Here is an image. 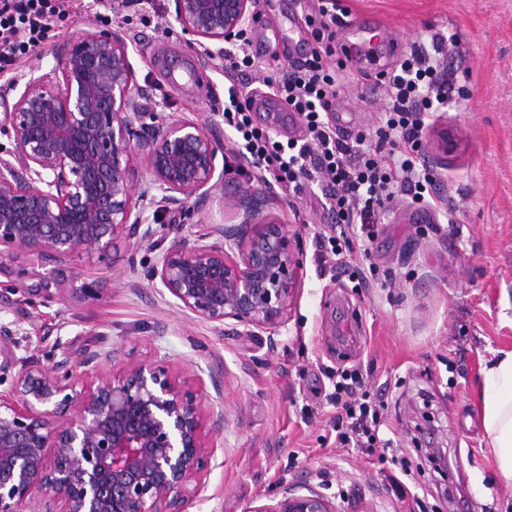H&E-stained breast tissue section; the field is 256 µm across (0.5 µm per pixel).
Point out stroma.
<instances>
[{
  "label": "stroma",
  "mask_w": 512,
  "mask_h": 512,
  "mask_svg": "<svg viewBox=\"0 0 512 512\" xmlns=\"http://www.w3.org/2000/svg\"><path fill=\"white\" fill-rule=\"evenodd\" d=\"M348 22L372 17L404 51L453 35L454 96L427 120L430 204L403 200L381 214L372 275L321 272L315 238L334 218L315 184L293 194L265 184L224 128V72L192 46L174 0H148L152 22L125 24L126 0L101 11L74 8L37 54L0 72V126L24 75L52 69L85 31L126 42L140 103L159 119L198 123L214 139L224 190L186 213L152 205L149 241L118 240L107 252L56 261L0 256V362L13 370L62 358L103 356L202 381L217 417V445L188 512H251L284 495L314 492L334 512H512V486L496 473L482 428L484 367L512 350V0H339ZM374 68L338 98L353 132L372 129L384 106ZM448 149H441L442 139ZM245 186L286 225L301 286L282 324L257 334L236 321L207 322L179 307L152 269L173 241H218L215 225L240 224L232 191ZM359 370L383 398L382 439L373 452L336 445L331 373ZM405 498L391 490V477Z\"/></svg>",
  "instance_id": "1"
}]
</instances>
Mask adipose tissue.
I'll return each mask as SVG.
<instances>
[{"mask_svg": "<svg viewBox=\"0 0 512 512\" xmlns=\"http://www.w3.org/2000/svg\"><path fill=\"white\" fill-rule=\"evenodd\" d=\"M481 418L493 448L497 473L512 483V350L484 368L481 381Z\"/></svg>", "mask_w": 512, "mask_h": 512, "instance_id": "adipose-tissue-1", "label": "adipose tissue"}]
</instances>
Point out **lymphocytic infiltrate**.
I'll list each match as a JSON object with an SVG mask.
<instances>
[{
  "instance_id": "lymphocytic-infiltrate-1",
  "label": "lymphocytic infiltrate",
  "mask_w": 512,
  "mask_h": 512,
  "mask_svg": "<svg viewBox=\"0 0 512 512\" xmlns=\"http://www.w3.org/2000/svg\"><path fill=\"white\" fill-rule=\"evenodd\" d=\"M70 0H0V71L35 52L46 40L54 19L68 14ZM343 22L337 0H317L304 16L313 41L307 57L288 67L266 68L263 84L299 116L302 141L275 140L254 126L252 97L242 82L258 63L251 52L249 30H242L224 53V123L235 149L244 151L264 183L301 192L318 184L336 216L332 235H318L317 260L335 269L353 270L352 254H370L379 213L399 197L425 200L434 179L419 167L425 119L448 104L447 37L434 35L430 47L411 51L377 82L385 89L379 125L353 139L336 134L328 114L341 87L352 81L344 61L336 57V28ZM332 401L339 444L373 449L380 443L378 405L363 388L362 375L342 369L336 373Z\"/></svg>"
}]
</instances>
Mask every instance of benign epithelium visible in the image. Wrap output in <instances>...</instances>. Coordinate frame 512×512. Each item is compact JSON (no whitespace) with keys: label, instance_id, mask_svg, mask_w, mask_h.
<instances>
[{"label":"benign epithelium","instance_id":"7a95c632","mask_svg":"<svg viewBox=\"0 0 512 512\" xmlns=\"http://www.w3.org/2000/svg\"><path fill=\"white\" fill-rule=\"evenodd\" d=\"M174 2L183 31L212 60H224L220 44L253 16L254 0ZM133 86L125 42L108 31L80 34L50 71L24 83L8 113L14 150L0 157V247L8 254L64 261L122 238L150 239L140 218L148 193L133 186L138 163L170 209L223 187L215 141L194 122L142 111ZM236 200L241 225L215 228L232 246L176 240L153 278L199 319L269 329L300 286L291 238L248 188ZM79 365L78 375L67 357L29 366L0 393V512H34L39 493L42 512H185L215 453L205 433L212 410L199 390L148 363L111 373L88 354ZM251 512L334 510L311 493Z\"/></svg>","mask_w":512,"mask_h":512}]
</instances>
